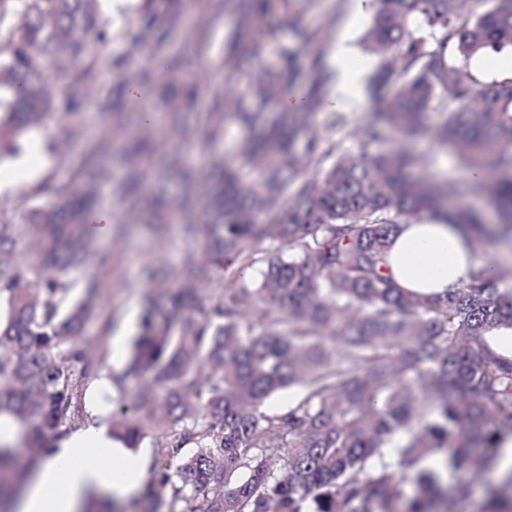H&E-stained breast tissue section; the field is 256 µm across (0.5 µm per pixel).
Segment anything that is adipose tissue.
Instances as JSON below:
<instances>
[{
    "instance_id": "obj_1",
    "label": "adipose tissue",
    "mask_w": 512,
    "mask_h": 512,
    "mask_svg": "<svg viewBox=\"0 0 512 512\" xmlns=\"http://www.w3.org/2000/svg\"><path fill=\"white\" fill-rule=\"evenodd\" d=\"M478 260L459 226L425 218L402 225L388 257L392 278L410 291L442 294L467 282ZM106 426L81 428L62 436L54 453L36 469L19 512H80L85 500L106 493L124 498L145 475L144 462L112 468L124 456Z\"/></svg>"
}]
</instances>
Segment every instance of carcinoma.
I'll return each instance as SVG.
<instances>
[{
	"label": "carcinoma",
	"mask_w": 512,
	"mask_h": 512,
	"mask_svg": "<svg viewBox=\"0 0 512 512\" xmlns=\"http://www.w3.org/2000/svg\"><path fill=\"white\" fill-rule=\"evenodd\" d=\"M153 2L128 32L137 53L140 31L156 26ZM280 2L279 25L299 50L281 48L277 69L261 66L276 37L261 24L271 0H214L211 18L178 46L202 51L231 7L255 64L246 71L226 56L215 65L225 89H210L195 139L214 148L226 122L245 136L231 160L206 169L210 191L199 195L200 175L179 155L160 171L178 179L176 198H146L151 171L139 165L117 186L126 217L164 207L188 243L173 280L145 269L165 292L145 293L128 363L112 376V438L136 448L148 437L153 447L139 502L144 512H457L469 486L448 488L443 472L475 467L484 478L478 512H512L501 448L512 439V354L491 339L512 330V260L480 264L444 297L407 292L386 270L399 225L424 215L465 226L474 253H512V80L482 81L468 64L512 53V0H372L364 43L380 59L374 95L386 91L388 101L369 127L341 118L326 134L315 127L322 72L301 107L277 106L300 52L322 43L291 0ZM111 41L97 0H0V148L14 151L5 137L54 112H112L129 86L151 84L152 72L120 64L116 88L90 98L102 79L97 54ZM171 44L160 32L151 52L169 84L157 96L167 109L172 90L183 106L201 90L165 59ZM429 112L444 113L435 135L474 174L461 186L437 181L412 147ZM380 125L398 135L394 147L342 149L347 139H377ZM110 151L90 136L91 158ZM251 166L262 177L246 183L240 169ZM111 178L100 164L77 192L47 182L28 211L0 210V408L24 427L32 455L20 474L0 448V509L25 490L52 441L92 421L84 389L109 348L107 337L90 348L82 334L109 284L96 274L72 299L66 270L108 263L88 248L87 225ZM451 196L490 198L496 222L465 205L448 210ZM254 268L259 277L245 279ZM294 387L286 406L263 409Z\"/></svg>",
	"instance_id": "cac0c4a2"
}]
</instances>
